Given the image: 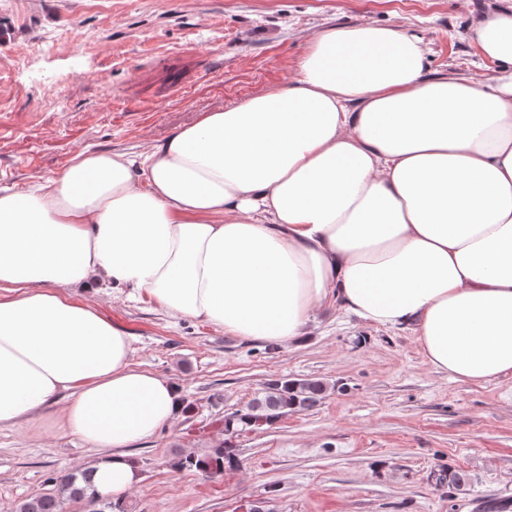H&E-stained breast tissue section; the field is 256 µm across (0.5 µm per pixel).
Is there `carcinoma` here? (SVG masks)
<instances>
[{
  "label": "carcinoma",
  "mask_w": 512,
  "mask_h": 512,
  "mask_svg": "<svg viewBox=\"0 0 512 512\" xmlns=\"http://www.w3.org/2000/svg\"><path fill=\"white\" fill-rule=\"evenodd\" d=\"M327 390V383L318 378L273 380L244 408L224 416V432L232 436L270 426L292 411L315 406ZM236 465L234 449L222 444L201 456H180L174 462L179 470L194 469L211 476L221 475L224 469ZM54 482L55 492L31 496L21 501L15 512H60L64 499L83 503L91 508V512H132V504L114 502L92 488L89 468L63 474Z\"/></svg>",
  "instance_id": "carcinoma-1"
}]
</instances>
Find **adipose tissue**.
<instances>
[{"label":"adipose tissue","instance_id":"ef3b65f1","mask_svg":"<svg viewBox=\"0 0 512 512\" xmlns=\"http://www.w3.org/2000/svg\"><path fill=\"white\" fill-rule=\"evenodd\" d=\"M484 80L427 72L416 36L315 33L287 84L202 113L142 159L80 157L0 194V431L60 406L105 455L103 496L138 481L126 448L176 420L175 386L72 289L108 280L175 318L286 344L342 304L413 326L461 381L512 374V8L473 22Z\"/></svg>","mask_w":512,"mask_h":512}]
</instances>
